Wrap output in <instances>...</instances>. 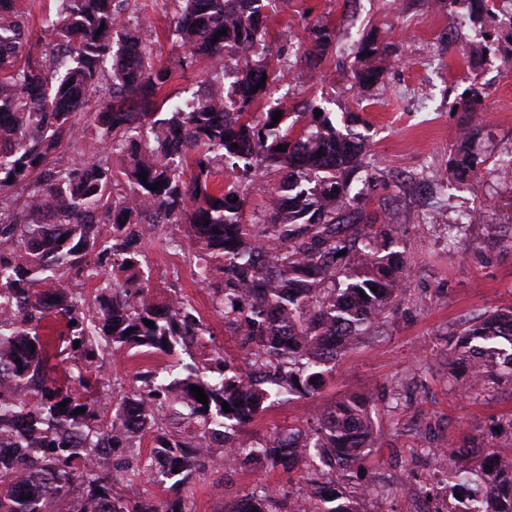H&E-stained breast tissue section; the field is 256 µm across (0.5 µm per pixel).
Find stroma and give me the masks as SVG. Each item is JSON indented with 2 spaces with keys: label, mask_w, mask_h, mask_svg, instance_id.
Returning a JSON list of instances; mask_svg holds the SVG:
<instances>
[{
  "label": "stroma",
  "mask_w": 512,
  "mask_h": 512,
  "mask_svg": "<svg viewBox=\"0 0 512 512\" xmlns=\"http://www.w3.org/2000/svg\"><path fill=\"white\" fill-rule=\"evenodd\" d=\"M175 11V0H137L134 6L162 62L175 67L165 92L178 98L204 90L208 72L202 61L177 68L181 52L169 37ZM318 24L335 29L336 47L314 68L295 50ZM268 26L287 57L277 87L287 94L289 111L312 101L365 138L363 174L373 182L365 209L392 226L409 273L397 309L332 363L319 392L273 404L253 430L284 432L343 397L389 392L375 405V444L363 463L337 471L336 486L353 495L366 479H381L384 497L362 501L363 512H410L433 478L424 449L441 442L485 453L512 448V431L501 425L512 415V383L469 396L466 373L448 372V351L463 323L512 307V183L496 174L504 146L512 143V65L492 52L505 34L478 21L469 0L449 9L427 8L422 0H276ZM364 38L399 47L398 56L378 60L382 87H358L361 65L346 49ZM474 81L483 88L482 106L455 110ZM466 125L474 131L470 147L486 167L479 178L460 180L452 175L455 139ZM179 233L178 226L162 224L144 238L145 274L155 294L177 286L207 329L205 345L107 356L111 398L128 390L139 372L164 379L217 354L238 366L246 361L187 254L161 246L162 237ZM259 481L283 497L296 490L283 467L255 464L207 470L185 497L192 512H224L226 501L244 498Z\"/></svg>",
  "instance_id": "obj_1"
}]
</instances>
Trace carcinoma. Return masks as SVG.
I'll use <instances>...</instances> for the list:
<instances>
[{"label":"carcinoma","mask_w":512,"mask_h":512,"mask_svg":"<svg viewBox=\"0 0 512 512\" xmlns=\"http://www.w3.org/2000/svg\"><path fill=\"white\" fill-rule=\"evenodd\" d=\"M129 2L53 0L41 28L54 44L43 53L30 29L34 0H0V448L13 449L0 454V512H191L182 496L134 498L121 486L129 472L154 469L179 492L213 462L303 464L309 512H360L333 471L359 465L372 446L371 397L340 400L286 436L255 437L250 427L273 400L317 393L323 367L403 292L405 260L391 228L351 195L364 139L309 102L287 112L272 98L281 50L264 9L274 0H177L169 35L185 52L179 63L203 60L211 77L202 93L151 102L173 70L152 40L121 24ZM335 38L320 25L299 50L319 60ZM243 52L254 62L226 101L224 72ZM382 53L358 44L360 85L382 82ZM135 98L147 101L143 111L124 108ZM264 99L267 110L251 112ZM468 140L461 129L455 168L476 178L485 160ZM65 141L73 153L61 164L54 153ZM263 167L282 173L280 190L249 223L244 188ZM224 168L234 181L219 186L211 178ZM158 224L185 226L162 245L194 260L212 308L248 350L246 368L219 356L202 368L183 365L168 383L139 372L119 401L105 403L104 355L170 354L205 335L177 291L159 299L141 278V241ZM49 319L66 331L55 334ZM460 360L473 366L468 395L512 382V311L465 324L448 353V363ZM161 418L193 433L163 428ZM146 430L155 446L143 459L136 448ZM479 452L467 449L465 464L451 450L448 471L473 489V512H512V460L482 469ZM280 505L278 492L258 482L224 512Z\"/></svg>","instance_id":"cac0c4a2"}]
</instances>
